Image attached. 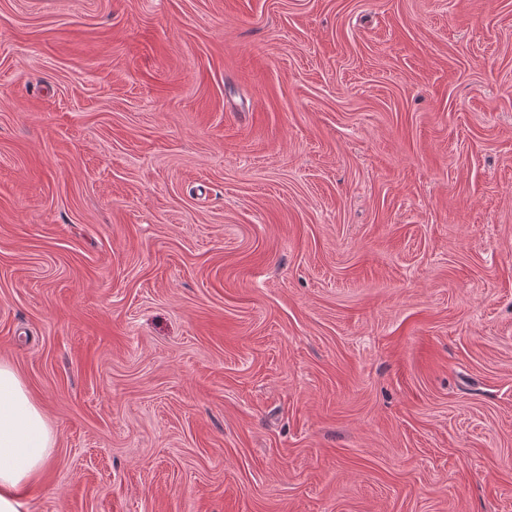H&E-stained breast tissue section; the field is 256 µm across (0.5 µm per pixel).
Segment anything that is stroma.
Returning <instances> with one entry per match:
<instances>
[{
	"instance_id": "1",
	"label": "stroma",
	"mask_w": 512,
	"mask_h": 512,
	"mask_svg": "<svg viewBox=\"0 0 512 512\" xmlns=\"http://www.w3.org/2000/svg\"><path fill=\"white\" fill-rule=\"evenodd\" d=\"M0 361L30 512H512V0H0ZM53 433L14 368L0 362V512H30L20 488L49 463Z\"/></svg>"
}]
</instances>
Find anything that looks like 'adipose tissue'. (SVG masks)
I'll list each match as a JSON object with an SVG mask.
<instances>
[{"label": "adipose tissue", "instance_id": "obj_1", "mask_svg": "<svg viewBox=\"0 0 512 512\" xmlns=\"http://www.w3.org/2000/svg\"><path fill=\"white\" fill-rule=\"evenodd\" d=\"M53 433L14 368L0 362V512H30L21 494L49 463Z\"/></svg>", "mask_w": 512, "mask_h": 512}]
</instances>
